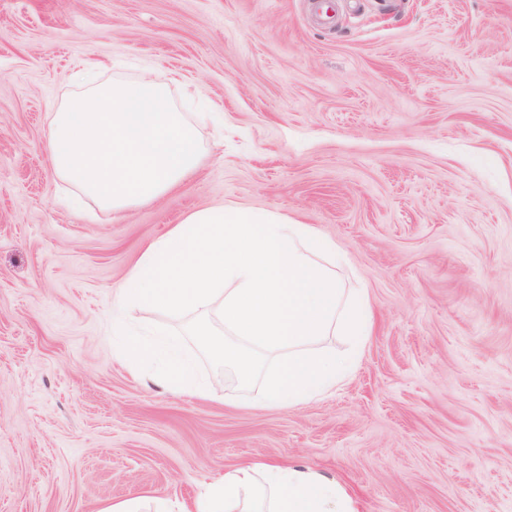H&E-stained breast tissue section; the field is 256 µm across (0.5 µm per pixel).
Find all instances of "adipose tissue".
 <instances>
[{
  "label": "adipose tissue",
  "mask_w": 512,
  "mask_h": 512,
  "mask_svg": "<svg viewBox=\"0 0 512 512\" xmlns=\"http://www.w3.org/2000/svg\"><path fill=\"white\" fill-rule=\"evenodd\" d=\"M154 512H358L347 489L307 467L261 463L227 468L192 506L164 497Z\"/></svg>",
  "instance_id": "adipose-tissue-1"
}]
</instances>
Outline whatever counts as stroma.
<instances>
[{
    "label": "stroma",
    "instance_id": "35a3bbf8",
    "mask_svg": "<svg viewBox=\"0 0 512 512\" xmlns=\"http://www.w3.org/2000/svg\"><path fill=\"white\" fill-rule=\"evenodd\" d=\"M95 80L170 82L199 171L119 215L66 208L46 133ZM288 215L335 243L373 330L287 408L183 346L214 398L115 352L143 246L189 212ZM308 467L358 512H512V0H0V512L192 502L232 465Z\"/></svg>",
    "mask_w": 512,
    "mask_h": 512
}]
</instances>
